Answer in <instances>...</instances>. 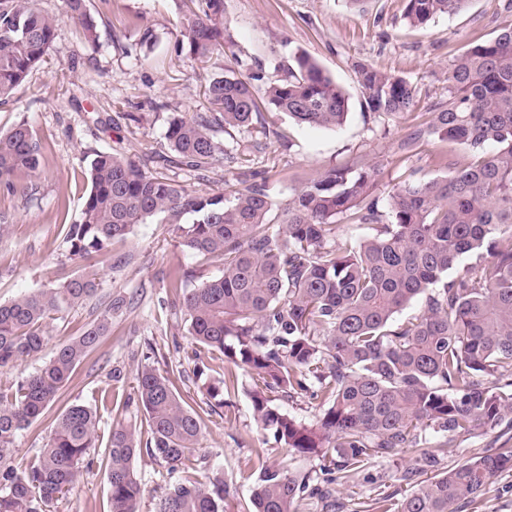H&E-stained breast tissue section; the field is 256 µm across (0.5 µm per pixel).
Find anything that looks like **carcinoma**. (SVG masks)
<instances>
[{"label": "carcinoma", "mask_w": 512, "mask_h": 512, "mask_svg": "<svg viewBox=\"0 0 512 512\" xmlns=\"http://www.w3.org/2000/svg\"><path fill=\"white\" fill-rule=\"evenodd\" d=\"M177 2L178 53L204 61L231 49L224 0ZM467 2L405 0L404 19L423 27ZM63 4L85 39H94L86 0ZM502 13L494 38L466 45L449 61L447 99L398 144L409 154L435 135L463 145L471 160L449 178L396 184L384 210L374 195L378 168L369 163L324 171L273 216L265 183L244 152L235 182L218 192L190 191L107 151L84 155L91 187L67 231L70 256L85 262L106 253L135 226L158 218L178 225L188 251L222 260L221 276L191 288L185 274L169 273L195 361L224 357V381L207 386L212 407H224V395L237 389V371L255 375L254 420L286 451L321 456L334 482L379 459L413 454V466L400 474L412 484L410 493L396 504L378 499L379 512H462L495 477L512 471V448L500 447L417 479L437 467L457 438L512 429V0ZM55 33V18L37 0H0V102L43 60ZM355 70L364 114L393 119L414 110L409 81L364 63ZM263 79L260 68L241 77L213 75L208 111L169 118L166 165L209 169L224 153L218 132L262 122L253 82ZM266 104L298 125L326 129L341 126L350 108L345 92L305 53L268 86ZM43 165L40 139L27 120L0 131L1 186L29 195L33 187L17 177L36 178ZM338 217L367 234L331 243ZM471 256L475 262L463 264ZM460 265L462 272L450 276ZM96 289V273L85 267L57 288L0 304V369L39 353L48 321ZM416 301L420 314L395 322ZM120 307L117 300L108 304L49 362L0 386V512H50L91 464L100 416L82 404L57 416L49 440L27 463L15 462L12 445L57 400ZM275 393L319 402L318 423L307 426L281 412ZM136 397L149 436L143 441L132 427H112L109 512H137L143 488L134 460L143 452L178 474L156 512H227L224 474L198 475L202 423L171 378L143 367ZM310 481L306 473L263 465L245 512H300L305 495L318 493Z\"/></svg>", "instance_id": "cac0c4a2"}]
</instances>
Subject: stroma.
I'll list each match as a JSON object with an SVG mask.
<instances>
[{"label":"stroma","mask_w":512,"mask_h":512,"mask_svg":"<svg viewBox=\"0 0 512 512\" xmlns=\"http://www.w3.org/2000/svg\"><path fill=\"white\" fill-rule=\"evenodd\" d=\"M39 4L55 16L57 36L14 97L0 103V131L27 120L42 143L45 166L35 180L33 197L0 188V215L9 219L0 228V304L54 287L77 272L66 232L79 220L89 190L84 152L98 149L136 161H145L151 152H167L168 117L206 111L205 80L236 69L241 61L261 66L264 79L254 85L260 97L267 83L284 75L295 54L307 53L350 98L345 123L334 129L299 126L282 114L267 116L274 130L267 138L257 125L218 133L232 154L240 145L264 140V150L251 153L250 165L265 171L266 190L275 206L336 165L377 163L381 173L375 195L383 206L401 181L450 175L446 160L460 165L470 159L464 146L431 136L422 139L409 158L399 152L398 143L445 98L449 60L466 44L493 37L501 21L500 0H468L463 10L424 27L405 22L404 0H365L359 8L346 0H224L225 34L233 52L203 63L176 52L174 0H87L97 25L92 41L66 17L61 0ZM147 28L154 33L148 48L140 44ZM358 62L416 86V110L382 123L366 119L354 71ZM281 133L290 138L291 147L278 141ZM91 265L99 283L95 295L50 320L41 353L0 370L1 383L33 372L52 357L60 341L79 336L110 299H123V307L112 313L109 332L77 367L60 397L13 444L16 461L28 460L47 442L53 421L67 406L77 403L99 410L98 445L89 451L93 464L83 469L73 491L53 512H108L106 458L112 426L122 423L141 434L148 430L133 390L137 368L144 364L163 374L177 372V390L203 424L198 471L204 475L223 470L228 512L249 507L253 476L263 464L310 474L315 485H322L317 457L291 455L266 442L253 418L251 374L240 372L229 407L216 413L208 405L206 386L223 380V360L211 361L204 378L193 373L191 339L168 274L179 267L197 279H210L221 275V261L187 251L176 225L155 219L137 225L127 239L113 243L110 254L96 256ZM508 440L512 430L475 432L457 439L441 464L454 466ZM411 462L407 453L382 459L337 485L338 512H374L380 494L400 501L410 486L398 473Z\"/></svg>","instance_id":"stroma-1"}]
</instances>
